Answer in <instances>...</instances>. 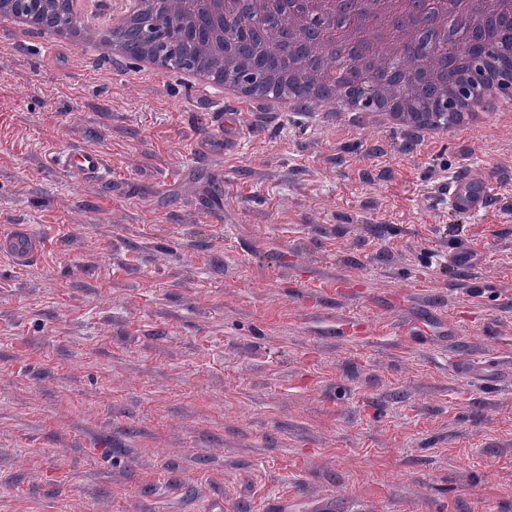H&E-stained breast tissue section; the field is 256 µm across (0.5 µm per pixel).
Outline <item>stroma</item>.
Segmentation results:
<instances>
[{
    "label": "stroma",
    "instance_id": "1",
    "mask_svg": "<svg viewBox=\"0 0 512 512\" xmlns=\"http://www.w3.org/2000/svg\"><path fill=\"white\" fill-rule=\"evenodd\" d=\"M221 104L0 21V512H512V118ZM56 164L65 172L82 179L101 178L108 168L104 154L98 149H82L57 155ZM495 191L493 180L473 181L458 175L448 185V203L461 214L481 213L489 209ZM40 246V238L23 228L0 233V253L10 256L18 263L28 261Z\"/></svg>",
    "mask_w": 512,
    "mask_h": 512
}]
</instances>
